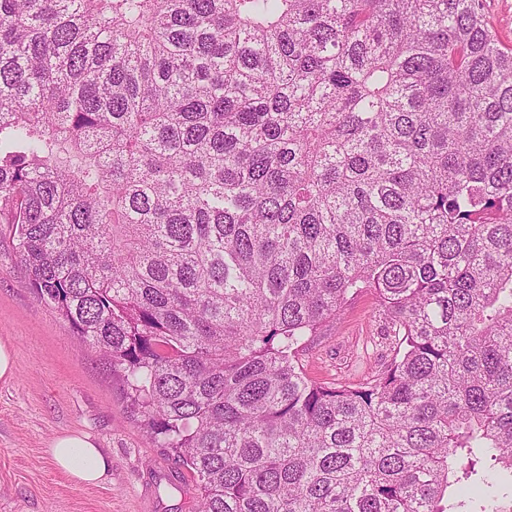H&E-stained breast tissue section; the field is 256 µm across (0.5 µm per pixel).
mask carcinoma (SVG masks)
<instances>
[{
    "mask_svg": "<svg viewBox=\"0 0 512 512\" xmlns=\"http://www.w3.org/2000/svg\"><path fill=\"white\" fill-rule=\"evenodd\" d=\"M0 224L198 512H512V52L478 0H0ZM366 291L395 356L308 380Z\"/></svg>",
    "mask_w": 512,
    "mask_h": 512,
    "instance_id": "1",
    "label": "carcinoma"
}]
</instances>
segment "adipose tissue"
Wrapping results in <instances>:
<instances>
[{"label":"adipose tissue","mask_w":512,"mask_h":512,"mask_svg":"<svg viewBox=\"0 0 512 512\" xmlns=\"http://www.w3.org/2000/svg\"><path fill=\"white\" fill-rule=\"evenodd\" d=\"M46 454L59 471L78 486L105 481L110 463L91 438L81 432H65L54 437Z\"/></svg>","instance_id":"adipose-tissue-1"}]
</instances>
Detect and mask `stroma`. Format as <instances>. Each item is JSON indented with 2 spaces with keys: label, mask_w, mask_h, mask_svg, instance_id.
I'll list each match as a JSON object with an SVG mask.
<instances>
[{
  "label": "stroma",
  "mask_w": 512,
  "mask_h": 512,
  "mask_svg": "<svg viewBox=\"0 0 512 512\" xmlns=\"http://www.w3.org/2000/svg\"><path fill=\"white\" fill-rule=\"evenodd\" d=\"M14 351V374L0 379V512H197L194 480L154 447L128 409L119 374L98 350L31 290L8 235L0 233V341ZM373 293L349 301L297 355L312 381L353 385L387 366ZM89 434L112 462L106 480L75 486L46 455L58 434Z\"/></svg>",
  "instance_id": "obj_1"
}]
</instances>
